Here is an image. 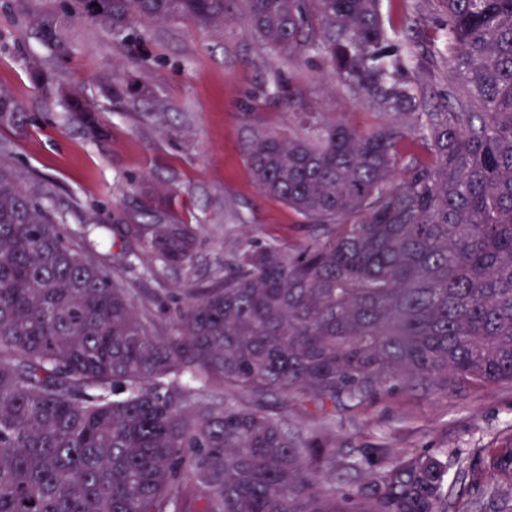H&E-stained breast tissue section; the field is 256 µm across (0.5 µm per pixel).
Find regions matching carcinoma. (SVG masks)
Instances as JSON below:
<instances>
[{
	"mask_svg": "<svg viewBox=\"0 0 512 512\" xmlns=\"http://www.w3.org/2000/svg\"><path fill=\"white\" fill-rule=\"evenodd\" d=\"M233 2L272 52L322 59L381 120L254 130V180L306 220L302 240L240 241L167 331L89 235L120 240L116 270L132 255L186 268L192 225L149 202L122 224L89 218L74 244L48 192L0 159V512H448L436 453L377 445L338 462L328 429L302 442L264 400L326 412L512 383V0H430L426 43L384 22L382 0H20L58 59L75 21L123 44L183 18L221 28ZM445 54L428 109L413 63ZM30 69L96 137L93 106ZM101 90L132 109L147 96L133 79ZM23 112L0 91L1 127ZM336 467L359 479L327 480ZM465 477L489 488L473 512L506 508L512 437Z\"/></svg>",
	"mask_w": 512,
	"mask_h": 512,
	"instance_id": "cac0c4a2",
	"label": "carcinoma"
}]
</instances>
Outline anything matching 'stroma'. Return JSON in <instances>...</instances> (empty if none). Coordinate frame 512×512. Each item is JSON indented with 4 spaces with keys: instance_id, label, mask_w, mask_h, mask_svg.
Instances as JSON below:
<instances>
[{
    "instance_id": "stroma-1",
    "label": "stroma",
    "mask_w": 512,
    "mask_h": 512,
    "mask_svg": "<svg viewBox=\"0 0 512 512\" xmlns=\"http://www.w3.org/2000/svg\"><path fill=\"white\" fill-rule=\"evenodd\" d=\"M70 36L74 54L51 58L17 0H0V90L22 102L28 116L23 130L0 132L10 142L6 160L46 186V205L69 237L82 233L88 212L109 224L145 198L196 227L193 267L175 271L134 258L119 272L138 308L151 309L166 324L182 288L223 274L226 248L247 236L286 242L298 235L301 216L253 180L244 154L253 129L291 133L300 112L333 115L359 129L376 121L319 59L270 53L237 11L218 31L189 20L154 27L134 48L85 23H74ZM31 55L96 102L101 138L88 139L45 98L24 64ZM135 55L145 60L137 70L131 67ZM130 71L151 92L135 112L104 97L98 83L102 74L120 78ZM280 86L292 91V100L277 95ZM281 409L295 436L329 427L336 450L350 457L369 444L399 453L446 451L449 512L468 510L472 495L464 473L474 451L512 434V385L448 396L420 390L328 416L289 401Z\"/></svg>"
}]
</instances>
